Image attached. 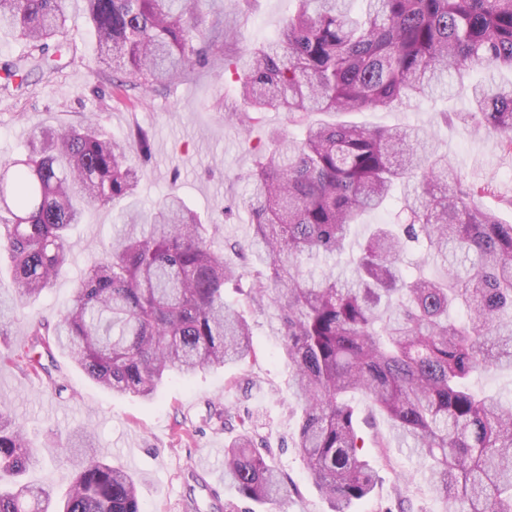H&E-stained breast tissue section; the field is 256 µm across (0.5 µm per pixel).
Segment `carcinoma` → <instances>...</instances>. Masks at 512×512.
I'll list each match as a JSON object with an SVG mask.
<instances>
[{"mask_svg":"<svg viewBox=\"0 0 512 512\" xmlns=\"http://www.w3.org/2000/svg\"><path fill=\"white\" fill-rule=\"evenodd\" d=\"M69 0H0V32L40 51L5 66L12 79L57 68L49 42L69 49ZM97 65L148 92L205 52L236 59L253 112H286L302 137L255 153L245 206L249 270L224 259L216 225L170 192L123 217L112 244L86 266L53 323L29 328V351L0 360L50 374L30 351L67 352L92 380L152 399L172 374L255 356L245 309L277 312L282 355L301 408L295 445L330 512L368 498L377 473L358 453L364 395L428 461L425 481L445 512H512V396L472 381L512 370V224L475 201V188L417 128L366 129L308 121L318 112L389 110L434 94L470 70L512 71V0H296L269 42L227 52L224 13L202 0H84ZM469 120L512 151V80L471 85ZM141 127L123 137L92 114L78 125H33L23 159L0 162V255L12 264L11 310L51 288L69 258L68 231L91 208L135 193L149 153ZM400 193L404 223L376 224L356 243L347 278H304V256L341 255L364 213ZM472 273L407 274L406 245ZM241 297L230 303L224 289ZM224 444V478L264 505L284 496L278 471L246 421ZM60 448L69 486L58 512H142L134 477L77 432ZM36 462L22 422L0 409V512H49L50 491L20 481Z\"/></svg>","mask_w":512,"mask_h":512,"instance_id":"1","label":"carcinoma"}]
</instances>
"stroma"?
I'll list each match as a JSON object with an SVG mask.
<instances>
[{"instance_id": "1", "label": "stroma", "mask_w": 512, "mask_h": 512, "mask_svg": "<svg viewBox=\"0 0 512 512\" xmlns=\"http://www.w3.org/2000/svg\"><path fill=\"white\" fill-rule=\"evenodd\" d=\"M224 8V28L230 47L257 46L271 39L291 15L295 0H250L248 9L237 0H217ZM70 38L74 51L59 61L58 72L32 74L27 87L0 93V160L27 151L30 122L49 126L76 125L100 114L113 135L141 126L151 136L146 174L131 204L141 207L160 201L178 189L204 222L217 224V240L225 257L240 264L237 246L251 235L248 211L241 199L250 186L254 165L248 144L266 143L276 131L296 137L301 128L287 113L263 112L244 117V106L232 82L224 78L220 60L195 65L181 81L133 96L96 70L95 38L84 15L83 0H72ZM467 87L457 85L447 97L417 98L391 110L354 112L327 122L373 129L420 127L433 135L449 163L483 189L477 201L512 224V153L496 135L464 123ZM119 207L94 208L71 232V254L62 274L25 317L0 321V354L18 353L29 341L28 322L55 321L70 299L92 254L119 229ZM256 356L243 366L202 371L190 378L175 376L164 383L154 400L118 395L100 386L63 354H55L50 375H25L0 366V407L20 418L38 461L27 481L51 488L63 497L62 464L54 443L76 428L92 432L96 447L114 464L140 479L145 512H329L294 444L300 410L291 393V375L282 357L273 310L251 314ZM360 454L378 474L373 494L352 512H442L422 477L423 459L401 447L383 419H370L368 403L356 396ZM229 408L250 418L261 453L289 486L279 503L253 506L225 488L221 503L206 497L189 469L207 464L215 477L224 475V444L236 430L207 422L210 406Z\"/></svg>"}]
</instances>
